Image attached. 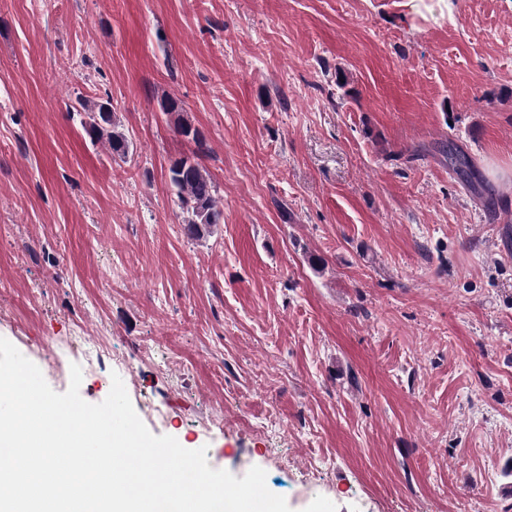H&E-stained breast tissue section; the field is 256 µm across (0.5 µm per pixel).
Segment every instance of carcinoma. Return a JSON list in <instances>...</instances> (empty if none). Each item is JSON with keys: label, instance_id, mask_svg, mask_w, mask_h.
I'll return each instance as SVG.
<instances>
[{"label": "carcinoma", "instance_id": "cac0c4a2", "mask_svg": "<svg viewBox=\"0 0 512 512\" xmlns=\"http://www.w3.org/2000/svg\"><path fill=\"white\" fill-rule=\"evenodd\" d=\"M87 120L82 122L92 140L103 143L112 156L125 159L132 153L131 142L121 132L112 128V109L110 102H99L86 112ZM176 132L189 141L201 142V133L189 120L178 116L175 121ZM448 168L462 178L474 175L470 157L454 147L448 148ZM171 187L186 212L185 224L190 235L200 238L224 220V212L215 198V186L195 159L182 157L172 162L168 169Z\"/></svg>", "mask_w": 512, "mask_h": 512}]
</instances>
